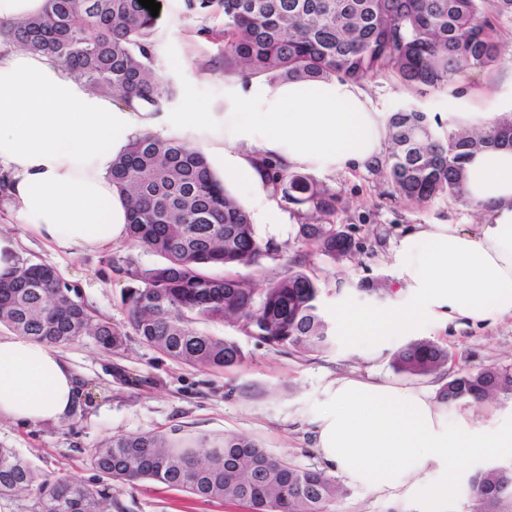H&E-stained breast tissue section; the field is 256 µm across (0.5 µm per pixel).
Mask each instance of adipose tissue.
I'll list each match as a JSON object with an SVG mask.
<instances>
[{
  "label": "adipose tissue",
  "mask_w": 512,
  "mask_h": 512,
  "mask_svg": "<svg viewBox=\"0 0 512 512\" xmlns=\"http://www.w3.org/2000/svg\"><path fill=\"white\" fill-rule=\"evenodd\" d=\"M255 119L225 130L229 146L253 144L291 167H362L375 161L384 123L356 84L291 80L244 100ZM137 113L90 92L45 56L0 48V195L18 224L70 256L126 241V210L108 171ZM469 202L485 222L417 224L395 247L400 283L390 308L339 315L349 341L382 351L391 337L427 322L512 316V150L474 155L464 168ZM84 392L60 348L0 335V420L57 425ZM311 438L327 470L347 483L416 500L420 512L447 502L454 459L512 452V424L485 428L436 388L351 375L332 379L308 410ZM441 478L418 495L433 471Z\"/></svg>",
  "instance_id": "1"
}]
</instances>
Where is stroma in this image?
Masks as SVG:
<instances>
[{
  "instance_id": "35a3bbf8",
  "label": "stroma",
  "mask_w": 512,
  "mask_h": 512,
  "mask_svg": "<svg viewBox=\"0 0 512 512\" xmlns=\"http://www.w3.org/2000/svg\"><path fill=\"white\" fill-rule=\"evenodd\" d=\"M154 44L157 64L174 86L176 95L152 120L154 132L176 135L197 145L217 175H224L229 154L224 126L245 98L241 81L224 75L218 66L224 56L219 36L223 17L210 21L217 34L199 35V20L190 15L183 0H159ZM506 62L498 71L472 70L460 79L461 96H421L393 79L365 83L375 111L389 116L412 106L447 123L456 112L512 114V42L506 46ZM206 113L202 127L187 124L189 107ZM314 179L333 188L340 198L338 220L360 248L339 266L311 257L321 280L322 303L330 325H337L341 308L350 306L379 312L392 304V289L400 272L393 258V244L417 224H459L476 230L483 221L481 210L445 199L419 207L389 195L382 178L368 168H326ZM228 190L250 213L254 224H278V243L287 254L305 252L295 237L288 212L281 209L262 182L241 187L227 181ZM23 259L54 267L69 283L78 285L88 305L128 336L120 351L100 349L85 338L64 348L73 370L91 392L84 413L58 425L18 426L0 421V448H10L44 475L68 474L84 483L107 490L112 502L106 512H251L237 501H205L187 492L140 481L117 483L94 469L88 457L92 448L115 434L167 432L182 428L196 433H234L261 441L273 454L300 467H317L321 461L309 437L308 406L321 400L326 383L339 375L396 381L388 354L372 355L367 348L336 336L323 353L301 354L289 348L274 349L237 336L250 358L244 365L223 372L199 370L173 362L130 333L124 297L130 286L121 266L141 267L158 263V256L130 243L97 251L74 260L25 234ZM383 281L382 292L359 289L360 281ZM417 337L447 346L450 370L494 366L512 372V317L483 322L457 320L445 327H421ZM512 463V454L478 456L458 468L454 491L445 512H469V476L488 464ZM332 512H413V503L361 485H347Z\"/></svg>"
}]
</instances>
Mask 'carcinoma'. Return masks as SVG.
Returning <instances> with one entry per match:
<instances>
[{"label":"carcinoma","mask_w":512,"mask_h":512,"mask_svg":"<svg viewBox=\"0 0 512 512\" xmlns=\"http://www.w3.org/2000/svg\"><path fill=\"white\" fill-rule=\"evenodd\" d=\"M185 7L203 23L223 15V71L239 73L246 85L261 77L362 84L394 76L423 95L473 69H498L506 53L502 31L512 28V0H185ZM154 28L155 17L138 0H46L35 17L0 20V41L46 56L150 119L175 96L156 64ZM497 148H512V117L485 128L452 119L439 132L426 113L405 108L388 118L385 153L369 170L411 204L462 200L465 162ZM253 164L295 219V238L315 255L334 265L359 249L336 223V193L274 156L257 154ZM109 176L126 206L130 241L162 258L118 268L134 283L124 302L146 345L173 362L218 372L241 366L247 354L234 337L213 336L200 323H228L258 344L300 353L333 346L308 255L288 259L287 272L262 287L234 273L282 259V248L260 233L203 152L141 131L112 159ZM0 324L61 348L89 337L117 352L127 336L99 318L77 287L37 263L0 282ZM448 361V347L415 338L392 352L390 366L399 376L435 379L448 406L512 393L511 374L494 366L451 372ZM89 462L113 481L149 480L199 499L246 502L253 512H329L341 493L325 471L296 466L233 433L114 435ZM468 488L470 512H512V465L474 472ZM19 494L32 498L31 512H104L106 499L70 476L40 475L0 448V499Z\"/></svg>","instance_id":"1"}]
</instances>
